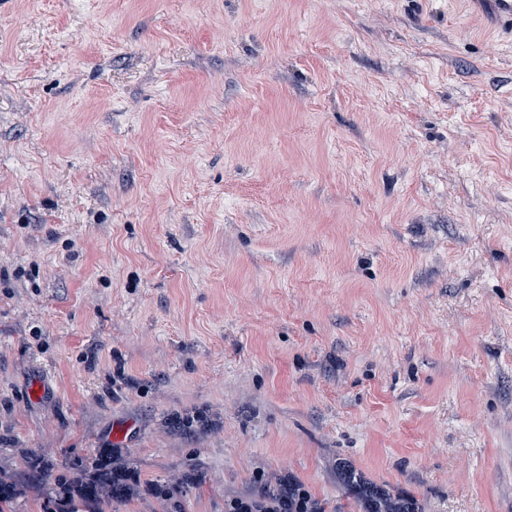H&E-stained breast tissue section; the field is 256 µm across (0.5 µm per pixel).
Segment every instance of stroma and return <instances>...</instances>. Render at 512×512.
I'll return each instance as SVG.
<instances>
[{
  "mask_svg": "<svg viewBox=\"0 0 512 512\" xmlns=\"http://www.w3.org/2000/svg\"><path fill=\"white\" fill-rule=\"evenodd\" d=\"M0 272L16 472L512 512V41L463 0H0ZM335 470L338 483L359 512H423L415 497L377 484L347 458L336 457ZM298 495L309 497L313 500L314 510H304L293 506L294 500ZM265 497L273 500H284L288 497V508L275 506L273 511L260 512H327V502L324 499L317 498L307 486L297 478L288 476V484L281 478L266 480L261 493L257 494L256 500H264Z\"/></svg>",
  "mask_w": 512,
  "mask_h": 512,
  "instance_id": "stroma-1",
  "label": "stroma"
}]
</instances>
